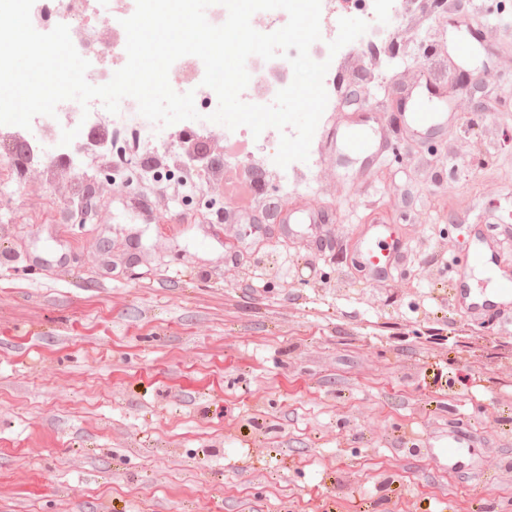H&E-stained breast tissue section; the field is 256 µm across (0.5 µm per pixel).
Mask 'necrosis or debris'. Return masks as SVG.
<instances>
[{"mask_svg":"<svg viewBox=\"0 0 512 512\" xmlns=\"http://www.w3.org/2000/svg\"><path fill=\"white\" fill-rule=\"evenodd\" d=\"M31 20L37 31L65 24L78 52L99 59L100 65L86 74L91 84L111 80V67L104 61L110 55L123 54L124 49L112 41L111 26L101 24L91 0H38L31 10ZM246 68L250 81L245 89L248 99L257 104H269L276 93L293 80V69L284 58L270 61L249 57ZM82 121L87 134L84 148L74 155L55 156L69 179L79 177L81 170L102 172V182L108 187L132 191L147 183L170 184L181 190L182 201H189L208 189L204 172L186 164L171 163L169 140H160L152 132L153 125L143 118L135 100L126 98L119 114L107 112L99 101H91L89 111H82L78 102L67 100L58 104L56 114L45 117L35 133L27 135L29 147L42 151L48 132L55 124ZM15 130L0 131V187L19 190L37 185L41 173L32 164L18 166L15 160Z\"/></svg>","mask_w":512,"mask_h":512,"instance_id":"1","label":"necrosis or debris"}]
</instances>
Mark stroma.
Returning <instances> with one entry per match:
<instances>
[{
    "label": "stroma",
    "instance_id": "1",
    "mask_svg": "<svg viewBox=\"0 0 512 512\" xmlns=\"http://www.w3.org/2000/svg\"><path fill=\"white\" fill-rule=\"evenodd\" d=\"M458 2L456 27L343 0L398 36L337 52L311 190L282 193L259 139L216 205L0 196V512H512V304L445 300L486 286L484 237L512 270V0ZM418 101L449 115L422 139ZM335 121L382 157L324 151ZM374 224L405 251L380 279L355 259ZM452 429L451 474L429 451ZM503 281H497L491 289L487 290L483 295L478 296L480 299H490L494 302H488L487 300L479 302L475 301L471 297V289L468 290L463 283L452 285L448 289V302L455 309L463 310L471 315H483L490 311V308L495 306V302H499L503 299L500 288H503L501 283Z\"/></svg>",
    "mask_w": 512,
    "mask_h": 512
}]
</instances>
